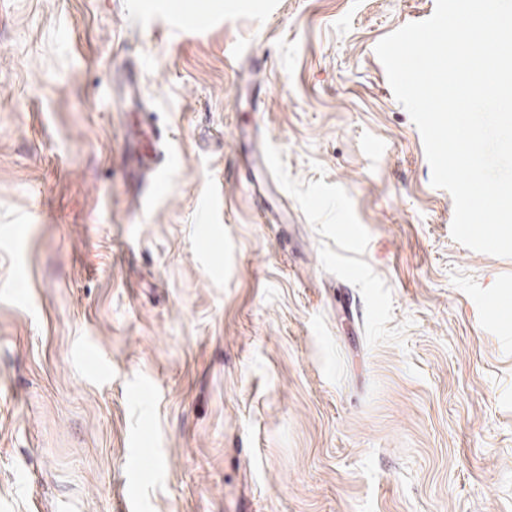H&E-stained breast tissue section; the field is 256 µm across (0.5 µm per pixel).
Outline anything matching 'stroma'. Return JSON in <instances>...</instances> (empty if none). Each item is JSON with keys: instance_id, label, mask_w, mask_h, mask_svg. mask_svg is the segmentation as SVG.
Masks as SVG:
<instances>
[{"instance_id": "obj_1", "label": "stroma", "mask_w": 512, "mask_h": 512, "mask_svg": "<svg viewBox=\"0 0 512 512\" xmlns=\"http://www.w3.org/2000/svg\"><path fill=\"white\" fill-rule=\"evenodd\" d=\"M149 2L0 0V512H512V257L452 238L375 53L435 0ZM130 60L180 158L146 208ZM120 82L125 100L135 108L136 112H146L136 68L134 66L130 68L123 67L120 72ZM237 135L242 140L249 142V149L246 150L244 158L236 162V172L244 167L250 173V179L247 178L250 195L255 199L257 208L256 216L258 223L261 224H286L281 212H276L269 205V200L274 194L273 182L268 177V172L273 173L275 167V157L269 151L266 143L262 150L252 147L249 132L239 128Z\"/></svg>"}]
</instances>
